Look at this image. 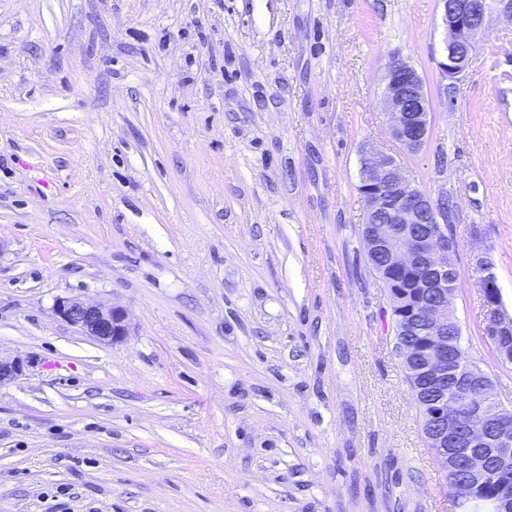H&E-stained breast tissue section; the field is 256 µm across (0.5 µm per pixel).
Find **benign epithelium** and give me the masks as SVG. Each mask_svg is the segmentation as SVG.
<instances>
[{
	"label": "benign epithelium",
	"mask_w": 512,
	"mask_h": 512,
	"mask_svg": "<svg viewBox=\"0 0 512 512\" xmlns=\"http://www.w3.org/2000/svg\"><path fill=\"white\" fill-rule=\"evenodd\" d=\"M442 24L447 34L440 68L455 80L468 68L486 18L496 12L512 20V0H488L475 16V0H441ZM383 99L391 137L405 150L418 151L427 141L430 107L423 79L408 62L394 58L384 75ZM360 188L368 214H385L364 238L366 255L391 250L389 274L401 277L425 268L428 300L404 319L407 328L426 327L431 346L422 356L405 343L396 344L406 373L417 391L438 393L427 416L426 438L439 465L456 474L451 488L460 512H476L474 490L512 477V412L500 407L488 378L478 368L460 362L448 348L450 298L458 279L450 259L448 212L434 207L430 197L411 185L401 164L391 154L371 147L360 158ZM397 224H427L420 235L405 236ZM475 265L484 300V331L503 359H512V317L501 301L500 289L487 256L478 254ZM56 314L70 325L101 342L118 343L128 334L125 312L115 306L87 304L61 298ZM484 512H512V493L486 499Z\"/></svg>",
	"instance_id": "1"
}]
</instances>
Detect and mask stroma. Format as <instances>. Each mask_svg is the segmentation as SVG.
I'll use <instances>...</instances> for the list:
<instances>
[{"label": "stroma", "instance_id": "1", "mask_svg": "<svg viewBox=\"0 0 512 512\" xmlns=\"http://www.w3.org/2000/svg\"><path fill=\"white\" fill-rule=\"evenodd\" d=\"M441 0H0V512H458L422 432L360 157L448 202L469 362L512 410V20L447 80ZM400 58L430 105L389 135ZM121 307L107 344L58 298ZM383 99L393 140L408 152L418 151L430 126L429 101L418 71L402 59H392L384 75ZM475 265L481 273L478 281L484 300V331L493 342L496 351L503 359H512V317L503 310L500 289L492 264L486 255L480 253L475 259Z\"/></svg>", "mask_w": 512, "mask_h": 512}]
</instances>
